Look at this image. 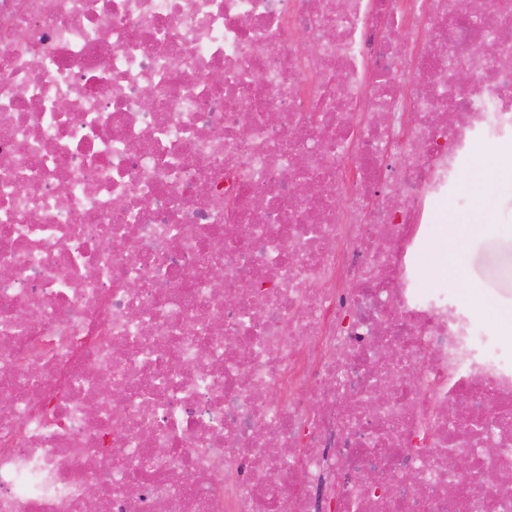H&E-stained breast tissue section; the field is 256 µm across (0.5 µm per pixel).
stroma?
<instances>
[{"label":"stroma","mask_w":512,"mask_h":512,"mask_svg":"<svg viewBox=\"0 0 512 512\" xmlns=\"http://www.w3.org/2000/svg\"><path fill=\"white\" fill-rule=\"evenodd\" d=\"M483 172L473 179L466 210L455 203L444 207L447 235L452 242L447 264L458 268L459 278L447 279L443 267L431 263L428 284L453 285L467 296L475 319L485 321L500 312L492 328L503 345L512 344V150L500 157L477 150Z\"/></svg>","instance_id":"stroma-1"}]
</instances>
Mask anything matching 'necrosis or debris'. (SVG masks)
Listing matches in <instances>:
<instances>
[{
    "mask_svg": "<svg viewBox=\"0 0 512 512\" xmlns=\"http://www.w3.org/2000/svg\"><path fill=\"white\" fill-rule=\"evenodd\" d=\"M511 139L512 0H0V512H512ZM501 164L483 148L475 157L484 174L474 179L465 175L473 192L466 210L453 201L444 207L448 242L441 251L448 265L460 270L461 278L448 279L444 264L433 262L428 268L429 287H445L447 283L467 296L473 315L479 321L490 320V312L501 311L502 317L491 322L504 346L512 344V145L501 149ZM511 158V160H510ZM511 163V164H510ZM447 236L445 235L444 239Z\"/></svg>",
    "mask_w": 512,
    "mask_h": 512,
    "instance_id": "necrosis-or-debris-1",
    "label": "necrosis or debris"
}]
</instances>
